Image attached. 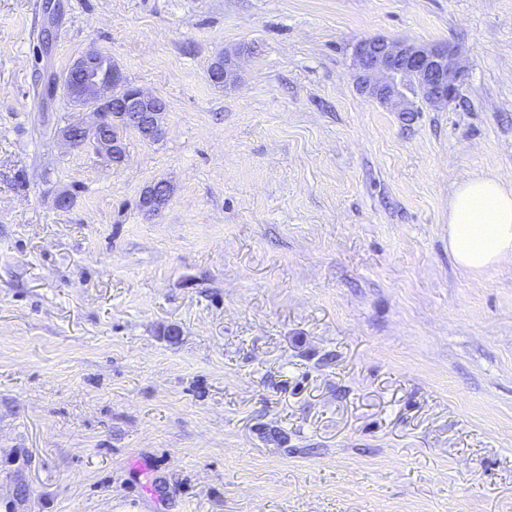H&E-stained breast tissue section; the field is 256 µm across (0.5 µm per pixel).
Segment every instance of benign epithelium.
Listing matches in <instances>:
<instances>
[{
	"label": "benign epithelium",
	"instance_id": "7a95c632",
	"mask_svg": "<svg viewBox=\"0 0 512 512\" xmlns=\"http://www.w3.org/2000/svg\"><path fill=\"white\" fill-rule=\"evenodd\" d=\"M461 52L451 43H418L371 37L353 47V67L358 91L369 99L402 114L416 111L409 97V86L423 89L425 99L436 108L448 106L462 90L465 69ZM239 76L238 55L220 53L212 64L209 78L215 85L231 86ZM63 89L80 112L91 116L89 121H76L59 129L57 136L70 149L85 150L93 143L92 152L114 165L125 161V153L112 142L108 130L112 124L129 120L145 135L153 138L164 134L165 104L156 96L130 83L106 52L88 49L70 65L61 79ZM146 214L159 215L167 206V183L155 181L146 185Z\"/></svg>",
	"mask_w": 512,
	"mask_h": 512
}]
</instances>
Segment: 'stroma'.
<instances>
[{"label": "stroma", "instance_id": "1", "mask_svg": "<svg viewBox=\"0 0 512 512\" xmlns=\"http://www.w3.org/2000/svg\"><path fill=\"white\" fill-rule=\"evenodd\" d=\"M371 36L458 46L460 98L360 95ZM92 46L166 107L120 166L43 94ZM476 176L512 187V0H0V512H512V259L448 251ZM238 55L235 52L224 50L212 64L209 78L215 85L224 87L234 85L239 76ZM142 194L147 198L144 211L150 216L159 215L169 202L167 183L165 181H155L146 185L142 190Z\"/></svg>", "mask_w": 512, "mask_h": 512}]
</instances>
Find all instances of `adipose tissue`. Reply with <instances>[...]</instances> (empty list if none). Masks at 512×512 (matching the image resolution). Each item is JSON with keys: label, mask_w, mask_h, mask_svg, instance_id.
I'll list each match as a JSON object with an SVG mask.
<instances>
[{"label": "adipose tissue", "mask_w": 512, "mask_h": 512, "mask_svg": "<svg viewBox=\"0 0 512 512\" xmlns=\"http://www.w3.org/2000/svg\"><path fill=\"white\" fill-rule=\"evenodd\" d=\"M448 249L474 273L512 257V189L487 176L461 183L448 207Z\"/></svg>", "instance_id": "adipose-tissue-1"}]
</instances>
